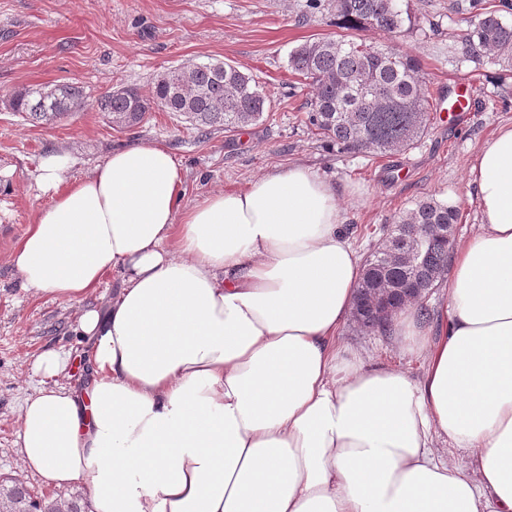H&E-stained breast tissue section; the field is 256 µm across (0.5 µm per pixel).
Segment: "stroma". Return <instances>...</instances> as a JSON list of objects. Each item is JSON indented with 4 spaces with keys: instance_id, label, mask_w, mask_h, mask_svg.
I'll list each match as a JSON object with an SVG mask.
<instances>
[{
    "instance_id": "obj_1",
    "label": "stroma",
    "mask_w": 512,
    "mask_h": 512,
    "mask_svg": "<svg viewBox=\"0 0 512 512\" xmlns=\"http://www.w3.org/2000/svg\"><path fill=\"white\" fill-rule=\"evenodd\" d=\"M473 0H403L415 19L397 37L369 28L360 37L395 44L417 56L432 121L413 148L382 156L326 146L304 121L310 91L288 68V54L312 38H337L331 8L310 13L305 0H0V477L20 479L35 495L64 502L81 488L46 486L22 469L16 442L19 410L39 378L35 356L61 347L80 355L86 340L76 319L79 304L21 289L10 255L50 202L39 187V163L52 152L74 159L69 180L85 176L113 150L140 142L168 147L186 175V199L243 189L275 168L302 163L331 179L342 195L344 224L354 246L369 256L388 226L423 199L459 210L456 238L477 229L479 214L467 181L487 139L512 126V78L502 79L488 58L464 55L476 11ZM223 61L252 75L268 96L271 119L234 132L199 136L169 112H150L123 127L97 109V100L123 86L150 94L156 79L191 64ZM74 83L84 105L52 126L33 125L10 108L14 94L41 85ZM467 84L469 105L449 121L448 97ZM345 345L413 378L421 360L403 356L390 337L348 323Z\"/></svg>"
}]
</instances>
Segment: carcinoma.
Masks as SVG:
<instances>
[{
  "mask_svg": "<svg viewBox=\"0 0 512 512\" xmlns=\"http://www.w3.org/2000/svg\"><path fill=\"white\" fill-rule=\"evenodd\" d=\"M331 8L348 33L339 39L317 38L293 48L288 68L308 81L311 98L306 102L305 123L330 145L342 151L385 154L412 147L428 131L429 100L425 94L417 58L395 49L383 52L357 38L373 27L400 34L414 26L400 0H332ZM466 55L483 53L512 67V23L495 12L478 15L475 28L465 39ZM83 88L76 84L35 86L16 94L12 109L26 121L54 125L79 110ZM99 111L120 126L140 123L155 109L173 112L205 135L213 127L226 132L255 124L267 112L266 96L252 75L228 63H197L171 70L156 81L150 95L127 86L97 100ZM458 210L444 201L418 202L400 216L399 237L367 260L357 288L355 321L365 329L388 333L374 301L394 310L406 302L403 281L411 282L425 298L448 274V225L457 223ZM421 250L408 264L402 257ZM0 504L11 512H56L32 496L21 483L0 486Z\"/></svg>",
  "mask_w": 512,
  "mask_h": 512,
  "instance_id": "obj_1",
  "label": "carcinoma"
}]
</instances>
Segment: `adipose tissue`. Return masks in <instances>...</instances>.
<instances>
[{"instance_id": "obj_1", "label": "adipose tissue", "mask_w": 512, "mask_h": 512, "mask_svg": "<svg viewBox=\"0 0 512 512\" xmlns=\"http://www.w3.org/2000/svg\"><path fill=\"white\" fill-rule=\"evenodd\" d=\"M69 169L42 160L51 201L10 263L24 290L82 303L93 379L64 384L68 351L35 359L24 469L82 485L90 512H512V127L469 170L480 224L442 313L390 320L418 381L341 344L362 260L308 167L188 205L157 142Z\"/></svg>"}]
</instances>
